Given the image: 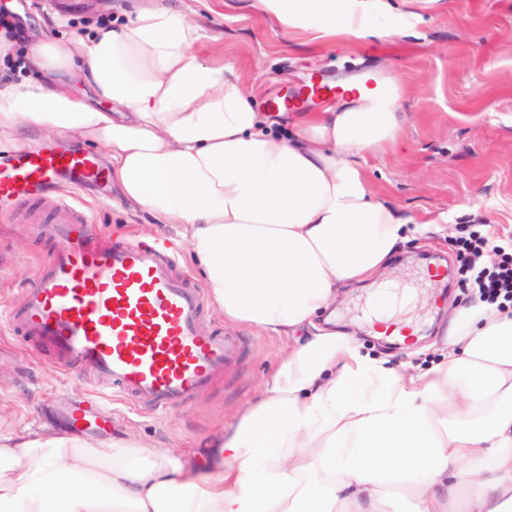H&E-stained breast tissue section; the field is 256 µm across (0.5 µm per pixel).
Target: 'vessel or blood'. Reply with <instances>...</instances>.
<instances>
[{"label":"vessel or blood","mask_w":512,"mask_h":512,"mask_svg":"<svg viewBox=\"0 0 512 512\" xmlns=\"http://www.w3.org/2000/svg\"><path fill=\"white\" fill-rule=\"evenodd\" d=\"M104 178L90 151L18 149L0 159V210L33 205L62 179L78 187ZM90 223L81 207L60 203L41 234L69 247L39 265L23 305L0 316L59 360L109 381L112 395L138 410L189 403L233 369L242 338L207 321L203 292L181 271L172 239L108 241Z\"/></svg>","instance_id":"b4317fda"}]
</instances>
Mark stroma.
Here are the masks:
<instances>
[{"instance_id": "stroma-1", "label": "stroma", "mask_w": 512, "mask_h": 512, "mask_svg": "<svg viewBox=\"0 0 512 512\" xmlns=\"http://www.w3.org/2000/svg\"><path fill=\"white\" fill-rule=\"evenodd\" d=\"M390 7L365 18L362 38L283 35L255 0H196L205 28L200 49L234 65L254 91L256 109L274 116L275 130L290 129V115L275 112L276 98L300 89L312 76L336 83L365 71L398 78L404 88L396 146L367 158L375 191L400 207L413 223L438 213L455 230L469 223L478 205L497 235L512 239V0H388ZM138 0H0L22 36L14 57L24 58L41 19L67 20L59 30L81 37L103 20L133 10ZM93 223L107 236L146 238L153 219L117 202L111 180L86 187ZM32 225L0 213V308L18 305L38 263L59 250ZM463 275L453 238L414 235L395 253L388 281L415 289L403 303L384 289H358L336 305L337 321L348 324L362 351L393 362L426 365L453 311L469 302L459 288ZM411 319L419 353L407 357L398 344L371 336L370 315ZM248 350L234 369L187 406L140 415L122 402L103 400L83 420L68 411L97 387L96 379L61 363L49 349H33L24 337L0 326V432L16 425L48 423L95 443L131 436L186 456L209 457L203 442L228 423L276 367L286 341L245 329Z\"/></svg>"}]
</instances>
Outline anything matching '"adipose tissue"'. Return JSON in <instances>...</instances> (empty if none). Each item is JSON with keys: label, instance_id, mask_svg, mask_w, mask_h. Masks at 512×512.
I'll use <instances>...</instances> for the list:
<instances>
[{"label": "adipose tissue", "instance_id": "ef3b65f1", "mask_svg": "<svg viewBox=\"0 0 512 512\" xmlns=\"http://www.w3.org/2000/svg\"><path fill=\"white\" fill-rule=\"evenodd\" d=\"M257 4L283 33L333 38L363 36L382 0ZM202 37L165 0L86 38L42 28L23 61L40 79L0 82V150L29 133L101 145L121 203L177 227L225 323L290 346L204 464L0 433V512H512V309L460 307L425 367L314 322L406 240L365 169L397 142L401 83L357 84L284 137Z\"/></svg>", "mask_w": 512, "mask_h": 512}]
</instances>
